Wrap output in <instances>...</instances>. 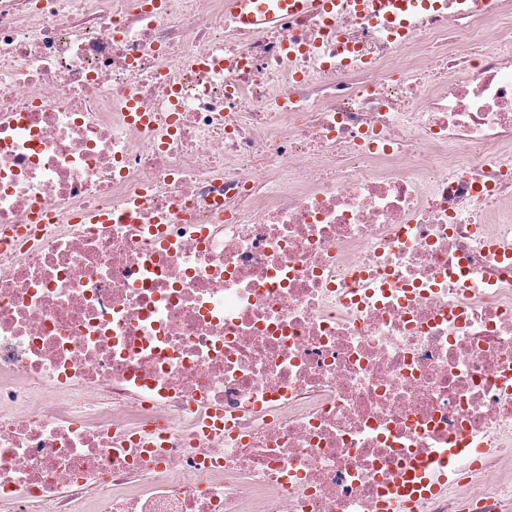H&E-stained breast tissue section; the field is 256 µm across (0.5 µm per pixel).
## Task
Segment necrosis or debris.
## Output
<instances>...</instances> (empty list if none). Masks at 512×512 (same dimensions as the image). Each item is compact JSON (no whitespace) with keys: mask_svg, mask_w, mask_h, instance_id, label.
<instances>
[{"mask_svg":"<svg viewBox=\"0 0 512 512\" xmlns=\"http://www.w3.org/2000/svg\"><path fill=\"white\" fill-rule=\"evenodd\" d=\"M494 2L0 0V512H512ZM237 27L260 33L279 18L292 16H326L342 7L367 16L375 23H385L400 35L406 34L411 17L424 0H226Z\"/></svg>","mask_w":512,"mask_h":512,"instance_id":"1","label":"necrosis or debris"}]
</instances>
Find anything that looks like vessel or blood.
I'll list each match as a JSON object with an SVG mask.
<instances>
[{"instance_id": "obj_1", "label": "vessel or blood", "mask_w": 512, "mask_h": 512, "mask_svg": "<svg viewBox=\"0 0 512 512\" xmlns=\"http://www.w3.org/2000/svg\"><path fill=\"white\" fill-rule=\"evenodd\" d=\"M237 27L259 33L279 18L292 16H326L336 8L368 17L386 24L398 34H406L411 17L424 0H226Z\"/></svg>"}]
</instances>
